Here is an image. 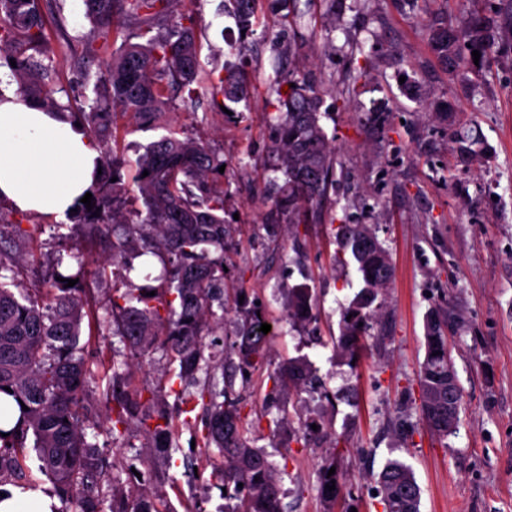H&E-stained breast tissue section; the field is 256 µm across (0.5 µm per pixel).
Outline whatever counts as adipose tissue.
I'll list each match as a JSON object with an SVG mask.
<instances>
[{
    "mask_svg": "<svg viewBox=\"0 0 512 512\" xmlns=\"http://www.w3.org/2000/svg\"><path fill=\"white\" fill-rule=\"evenodd\" d=\"M99 158L69 117L20 95L0 99V198L16 209L65 217L92 186Z\"/></svg>",
    "mask_w": 512,
    "mask_h": 512,
    "instance_id": "adipose-tissue-1",
    "label": "adipose tissue"
}]
</instances>
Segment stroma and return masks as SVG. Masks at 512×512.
I'll use <instances>...</instances> for the list:
<instances>
[{"instance_id":"1","label":"stroma","mask_w":512,"mask_h":512,"mask_svg":"<svg viewBox=\"0 0 512 512\" xmlns=\"http://www.w3.org/2000/svg\"><path fill=\"white\" fill-rule=\"evenodd\" d=\"M484 8L485 0H310L294 63L321 91V124L336 146V183L319 217L271 226L264 222V199L273 177L276 113L266 90L276 76L285 21L262 0L245 39L222 0H174L171 6L173 14L196 17L203 69L231 67L252 89L238 114L214 108L202 85L197 108L179 106L170 115L173 128L212 144L226 164V208L237 220L225 247L224 330L233 333L241 309L260 303L273 326L272 365L303 356L318 379L319 392L301 395L302 419L324 422L340 438L343 481L333 504L318 478L325 446L297 443L285 432L261 439L288 466L283 512H382L372 487L393 456L412 465L421 512H512V39L500 42L482 69L466 66L453 74L430 47L435 16L455 20ZM90 30L77 0H61L59 11L44 16L58 77L55 96L75 108L90 93L83 72L98 66L79 69L80 49L68 39ZM457 130L468 133L472 153L460 150ZM0 216L9 225L42 228L18 267L21 287H42L53 254L80 246L90 359L119 368L129 390L168 396L176 365L166 351L153 350L136 363L103 326L105 289L155 286L139 269L147 262L159 266L158 257L134 259L129 280L99 282L95 274L110 254L108 235L89 240L75 224L62 239L55 219L5 201ZM341 220L371 225L393 264V278L375 301L372 347L353 364L336 354L343 312L360 289L354 264L337 260ZM304 281L316 296L312 332L293 327L283 313L288 287ZM436 308L445 318L462 391L458 431L446 438L423 422L408 389L424 360L426 320ZM169 417L177 444L172 460L153 457L135 420L116 451L112 405L100 401L87 434L103 452L116 454L100 489L105 512L113 487L139 483L174 512H224L214 475L217 448L200 445V427L184 424L177 401H170Z\"/></svg>"}]
</instances>
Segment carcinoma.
<instances>
[{"mask_svg": "<svg viewBox=\"0 0 512 512\" xmlns=\"http://www.w3.org/2000/svg\"><path fill=\"white\" fill-rule=\"evenodd\" d=\"M86 15L100 31L113 26L119 17L131 18L139 29L124 36L113 51L108 41L91 34L81 39L85 62L106 60L105 75L93 83L92 103L75 113L100 148L101 175L92 192V209L81 203L71 215L85 227L89 237L99 225H112V274L122 276L133 268V259L148 252L159 253V275L166 288L148 296L129 289L112 294L106 310L112 335L119 337L131 352L148 354L160 344L178 363V379L185 385L198 381L200 371L213 363L211 345L205 337L214 333L209 318L213 304L224 307V245L232 232L226 220L224 183L219 168L224 164L218 152L201 140L175 136V132L151 142L144 152L130 161L113 153V113L109 104L137 124L167 130V110L175 98L193 103L197 99L200 51L195 36V18L183 15L165 25L173 0H84ZM234 18L239 30L253 32L259 0H234ZM58 0H0V59L16 61L11 68L19 93L41 106L69 112L71 104L54 97L55 73L52 63H43L35 54L45 41L43 13L57 7ZM499 39L494 19L468 15L454 25L443 22L432 30L431 47L452 70L461 62H473L472 51L481 54L479 65ZM212 101L222 97L233 103L248 101L249 86L232 71L207 74ZM288 91H283V87ZM275 96L270 105L277 112L279 139L273 149L272 170L282 174L266 198L269 224H306L314 209L322 206L333 186L336 150L331 147L320 123L321 97L314 83L296 71L279 73L269 86ZM134 167L135 183L144 208L133 214L124 212L128 186L122 170ZM148 176H143V172ZM117 181H112V178ZM341 249L350 251L359 273L361 288L346 308L337 351L352 361L366 348L378 293L393 277L387 249L366 224L339 227ZM32 232L14 227L12 237L0 241V393L24 403L14 425L0 428V480L29 484L24 467L26 449L32 448L40 461L41 472L53 485L51 494L64 507L55 512H103L98 489L109 463L96 444L87 438L86 428L93 423L97 400L91 384L98 379L83 356L85 317L78 286L64 287V281L84 274L76 248L53 258V276L46 286L33 293L17 289L16 253L23 250ZM74 259L78 272L69 277L59 271L64 256ZM315 296L301 283L288 289L287 317L294 325L306 327L315 321L312 314ZM265 311L254 306L245 312L242 328L235 340L224 343L221 365L223 389L212 379L200 391L201 405H188L182 393L176 400L185 404L183 413L201 408L205 446L218 448L224 466L215 475L224 482L227 501L224 512H282L280 495L286 468L270 459L264 448L256 446L259 437L241 415L242 401L235 391L237 373L242 367L260 368L268 364L267 337L258 333ZM444 318L430 313L426 324L425 357L416 383L421 394L422 415L438 436L456 433L461 407V390L450 388L451 364L448 340L443 334ZM312 368L304 358L290 359L271 374L272 394L289 395L290 387L312 379ZM112 436L119 441L129 421L137 419L146 427L150 447L166 459L173 458L170 422L156 397L142 399V393L128 390L126 378L112 370ZM223 401H217V398ZM269 432L275 433L290 423L286 407L273 416L260 415ZM336 466L331 461L319 472L322 492L329 498L328 475ZM377 497L383 512H421V488L412 466L389 458L377 475ZM119 502L112 512H168L159 498L147 491L112 490Z\"/></svg>", "mask_w": 512, "mask_h": 512, "instance_id": "1", "label": "carcinoma"}]
</instances>
